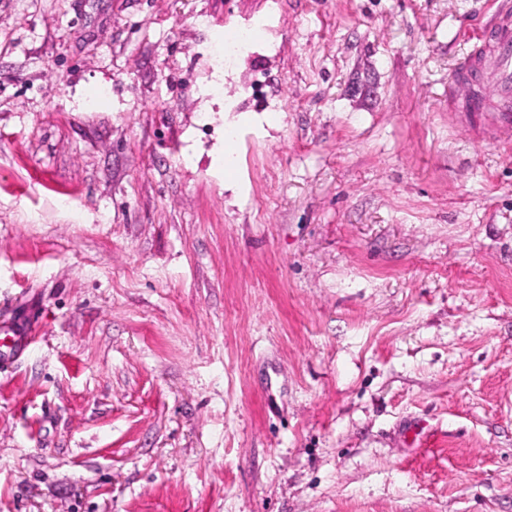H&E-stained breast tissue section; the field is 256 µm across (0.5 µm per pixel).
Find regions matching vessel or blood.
<instances>
[{"label": "vessel or blood", "instance_id": "obj_1", "mask_svg": "<svg viewBox=\"0 0 512 512\" xmlns=\"http://www.w3.org/2000/svg\"><path fill=\"white\" fill-rule=\"evenodd\" d=\"M448 108L466 129L512 136V9H499L493 25L473 36L448 83ZM34 347L32 337L15 330L0 341V360Z\"/></svg>", "mask_w": 512, "mask_h": 512}]
</instances>
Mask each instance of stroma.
<instances>
[{
	"label": "stroma",
	"instance_id": "1",
	"mask_svg": "<svg viewBox=\"0 0 512 512\" xmlns=\"http://www.w3.org/2000/svg\"><path fill=\"white\" fill-rule=\"evenodd\" d=\"M489 2L0 0V512H512ZM448 82V109L469 131L475 127L509 140L512 136V9L496 12L480 28ZM254 33L252 36V44L247 52V59L250 61L261 62L268 64L266 59H260L259 54L255 51L256 48L265 46L266 43L272 40L277 34L274 28L266 23H260L253 26ZM251 40V32L241 31L232 40L216 38L211 45V57L217 65H224L227 57L239 58ZM36 342L21 329L12 332L9 342L0 340V360H8L16 354L29 352L35 348Z\"/></svg>",
	"mask_w": 512,
	"mask_h": 512
}]
</instances>
